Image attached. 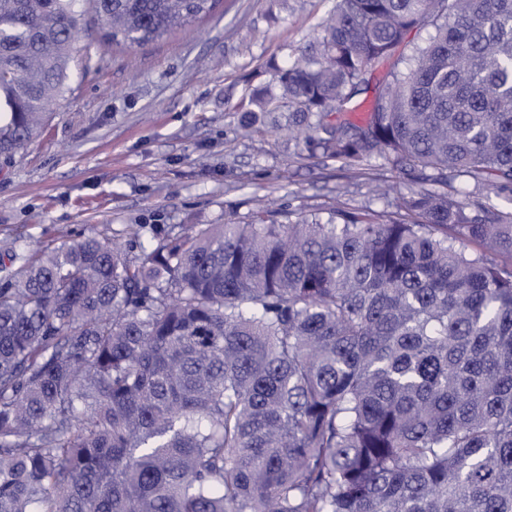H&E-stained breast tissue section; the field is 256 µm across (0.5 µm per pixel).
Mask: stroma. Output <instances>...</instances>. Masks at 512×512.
<instances>
[{
  "instance_id": "obj_1",
  "label": "stroma",
  "mask_w": 512,
  "mask_h": 512,
  "mask_svg": "<svg viewBox=\"0 0 512 512\" xmlns=\"http://www.w3.org/2000/svg\"><path fill=\"white\" fill-rule=\"evenodd\" d=\"M331 0H222L210 15L142 46L98 45L75 65L42 133L0 165V241L34 251L132 224L244 222L255 207L278 221L334 207L387 210L424 189L416 175L368 179L301 152L287 130L240 131L239 104L274 83L283 45L317 36Z\"/></svg>"
}]
</instances>
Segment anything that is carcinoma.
<instances>
[{"label": "carcinoma", "mask_w": 512, "mask_h": 512, "mask_svg": "<svg viewBox=\"0 0 512 512\" xmlns=\"http://www.w3.org/2000/svg\"><path fill=\"white\" fill-rule=\"evenodd\" d=\"M87 2L142 45L221 0H0L1 163L90 57ZM269 67L240 107L309 156L512 193V0H333ZM398 211L1 244L0 512H512V213ZM385 68L379 67L372 72L370 76V88L367 92L358 95L352 106L363 107L362 112H350V115L357 120H364L367 117V110L369 109L370 102L375 94V89L382 84Z\"/></svg>", "instance_id": "carcinoma-1"}]
</instances>
